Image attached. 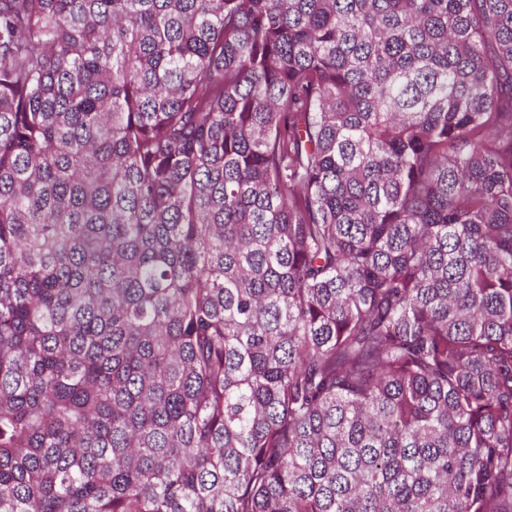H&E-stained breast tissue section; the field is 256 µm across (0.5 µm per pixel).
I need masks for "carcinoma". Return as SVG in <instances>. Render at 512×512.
Masks as SVG:
<instances>
[{"instance_id": "cac0c4a2", "label": "carcinoma", "mask_w": 512, "mask_h": 512, "mask_svg": "<svg viewBox=\"0 0 512 512\" xmlns=\"http://www.w3.org/2000/svg\"><path fill=\"white\" fill-rule=\"evenodd\" d=\"M0 512H512V0H0Z\"/></svg>"}]
</instances>
